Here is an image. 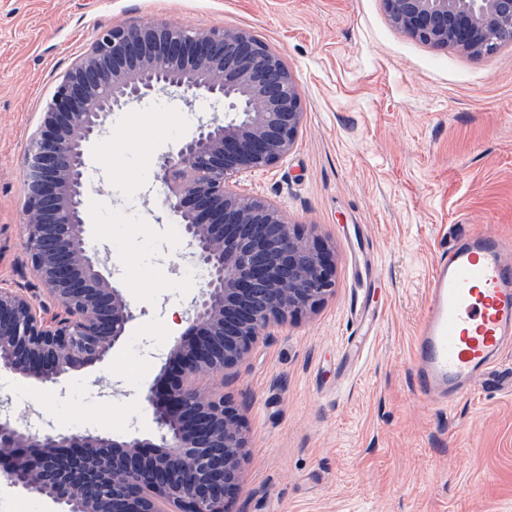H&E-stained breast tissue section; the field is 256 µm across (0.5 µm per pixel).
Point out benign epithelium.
<instances>
[{"label": "benign epithelium", "instance_id": "7a95c632", "mask_svg": "<svg viewBox=\"0 0 512 512\" xmlns=\"http://www.w3.org/2000/svg\"><path fill=\"white\" fill-rule=\"evenodd\" d=\"M392 26L471 56L512 44V0H383ZM224 106L162 156V205L179 218L206 280L171 345L163 384L147 389L155 439L34 432L0 416V458L14 487L51 512H226L247 448L242 416L202 375H235L268 329L333 291L329 252L274 201L239 190L293 149L302 98L282 56L239 28L155 21L95 33L57 85L24 155L25 248L37 293L0 287V371L39 383L103 362L134 320L100 252L87 246V146L112 113L157 92ZM62 312L45 317L43 298Z\"/></svg>", "mask_w": 512, "mask_h": 512}]
</instances>
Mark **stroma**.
<instances>
[{
    "label": "stroma",
    "instance_id": "obj_1",
    "mask_svg": "<svg viewBox=\"0 0 512 512\" xmlns=\"http://www.w3.org/2000/svg\"><path fill=\"white\" fill-rule=\"evenodd\" d=\"M171 19L252 31L299 83L296 144L242 191L276 201L329 248L334 290L272 328L212 388L239 409L248 448L229 512H512V393L476 388L453 408L421 399L417 327L438 257L457 232L512 237V47L473 57L396 30L382 0H0V286L33 292L23 156L56 85L99 30ZM157 97L112 113L85 154L89 243L135 318L99 367L44 385L0 373L13 417L102 436L157 431L144 393L204 285L161 210L163 154L217 112ZM377 315L368 353L343 356L351 307Z\"/></svg>",
    "mask_w": 512,
    "mask_h": 512
}]
</instances>
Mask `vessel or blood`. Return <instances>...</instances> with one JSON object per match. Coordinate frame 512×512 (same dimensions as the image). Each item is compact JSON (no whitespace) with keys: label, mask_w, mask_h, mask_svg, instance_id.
<instances>
[{"label":"vessel or blood","mask_w":512,"mask_h":512,"mask_svg":"<svg viewBox=\"0 0 512 512\" xmlns=\"http://www.w3.org/2000/svg\"><path fill=\"white\" fill-rule=\"evenodd\" d=\"M512 348V242L458 232L435 263L413 352L426 401L454 406L489 385Z\"/></svg>","instance_id":"vessel-or-blood-1"}]
</instances>
